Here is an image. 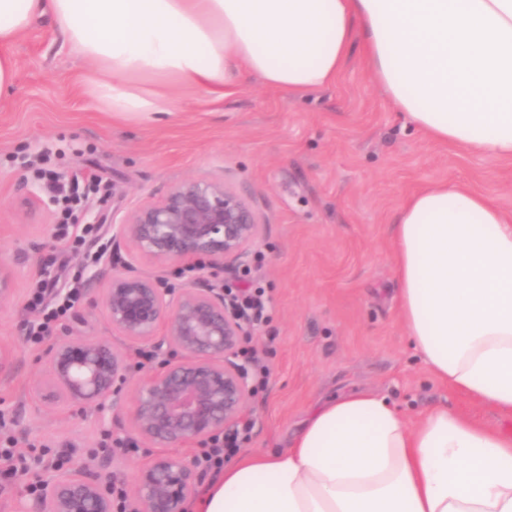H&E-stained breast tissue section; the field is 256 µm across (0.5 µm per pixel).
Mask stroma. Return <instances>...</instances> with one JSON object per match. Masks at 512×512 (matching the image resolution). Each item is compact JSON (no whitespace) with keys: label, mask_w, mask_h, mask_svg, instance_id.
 <instances>
[{"label":"stroma","mask_w":512,"mask_h":512,"mask_svg":"<svg viewBox=\"0 0 512 512\" xmlns=\"http://www.w3.org/2000/svg\"><path fill=\"white\" fill-rule=\"evenodd\" d=\"M9 51L16 80L0 100V263L12 271L15 299L0 306V345L14 346L16 360L0 380V416L16 454L33 443L68 446L73 461L127 488L131 464L156 453L144 444L136 453L116 446L95 454L103 433L129 437V414L49 405L36 390L48 351L69 330L111 340L133 374L150 365L105 316L112 262L133 260L123 240L93 268L86 256L96 242L72 251L69 270L82 275L78 304L41 343L25 336L29 289L54 274L55 211L18 159L46 149L64 178L93 173L110 185L86 203L83 224L124 217L189 178L224 181L255 209L261 229L247 268L268 311L240 348L264 383L249 392L242 417L254 428L237 458L288 449L317 405L354 390L385 396L413 424L445 407L512 430V419L436 380L412 347L399 317L391 240L403 200L429 183L465 184L512 211V159L443 144L405 124L356 48L335 83L313 93L293 96L246 77L220 99L177 88L170 113L134 120L96 98L97 67L70 50L52 19L36 22ZM133 262L166 286L184 282L178 266L161 273Z\"/></svg>","instance_id":"obj_1"}]
</instances>
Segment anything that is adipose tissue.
I'll list each match as a JSON object with an SVG mask.
<instances>
[{
    "mask_svg": "<svg viewBox=\"0 0 512 512\" xmlns=\"http://www.w3.org/2000/svg\"><path fill=\"white\" fill-rule=\"evenodd\" d=\"M52 18L115 115L165 114L169 90L243 75L292 94L332 85L354 39L406 123L512 159V0H0L10 46ZM392 242L401 321L431 374L512 416V212L454 182L401 204ZM197 512H512V432L437 408L416 425L357 390L309 414L290 448L243 458Z\"/></svg>",
    "mask_w": 512,
    "mask_h": 512,
    "instance_id": "ef3b65f1",
    "label": "adipose tissue"
}]
</instances>
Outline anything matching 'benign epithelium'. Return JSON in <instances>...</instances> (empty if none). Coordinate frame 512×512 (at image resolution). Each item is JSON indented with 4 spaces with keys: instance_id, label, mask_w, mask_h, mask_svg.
<instances>
[{
    "instance_id": "obj_1",
    "label": "benign epithelium",
    "mask_w": 512,
    "mask_h": 512,
    "mask_svg": "<svg viewBox=\"0 0 512 512\" xmlns=\"http://www.w3.org/2000/svg\"><path fill=\"white\" fill-rule=\"evenodd\" d=\"M113 229L112 239L129 241L134 256L161 269L191 265L197 273L175 290L135 273L129 261L112 267L103 292L112 330L150 346L161 362L136 377L111 343L69 330L48 353L40 393L49 402L108 405L118 412L122 391L135 383L133 436L170 452L130 467L134 512H182L200 477L178 449L223 433L244 411L247 364L239 359V344L250 325L235 313L230 290L247 247L259 237L260 221L224 182L188 179ZM13 300L12 273L0 264V305ZM15 358V348L0 347L1 380L12 375ZM42 512H112L109 481L75 463L53 482Z\"/></svg>"
}]
</instances>
